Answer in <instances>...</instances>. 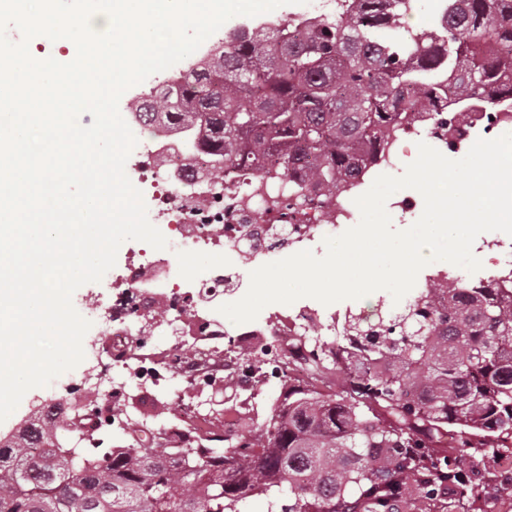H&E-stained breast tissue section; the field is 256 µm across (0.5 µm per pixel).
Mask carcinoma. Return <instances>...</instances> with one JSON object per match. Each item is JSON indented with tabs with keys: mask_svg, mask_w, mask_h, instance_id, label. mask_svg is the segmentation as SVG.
<instances>
[{
	"mask_svg": "<svg viewBox=\"0 0 512 512\" xmlns=\"http://www.w3.org/2000/svg\"><path fill=\"white\" fill-rule=\"evenodd\" d=\"M408 0H347L336 17L267 33L239 25L224 53L179 73L131 110L153 133L189 130L213 157L253 167L276 154L282 172L326 192L384 148L420 112L470 100L495 112L512 99V0H445L437 26L404 34ZM512 281L474 288L450 278L370 322L345 317L342 347L289 337L268 417L232 404L224 441L182 460L157 435L104 447L107 431L59 437L39 415L0 437V512H401L404 505L478 497L479 449L512 447Z\"/></svg>",
	"mask_w": 512,
	"mask_h": 512,
	"instance_id": "1",
	"label": "carcinoma"
}]
</instances>
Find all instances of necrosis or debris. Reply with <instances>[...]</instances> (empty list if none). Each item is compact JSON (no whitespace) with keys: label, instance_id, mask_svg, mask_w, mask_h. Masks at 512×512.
<instances>
[{"label":"necrosis or debris","instance_id":"4bbe7bcc","mask_svg":"<svg viewBox=\"0 0 512 512\" xmlns=\"http://www.w3.org/2000/svg\"><path fill=\"white\" fill-rule=\"evenodd\" d=\"M463 109V124L469 127L472 139L512 134L511 102L494 114L485 112L475 101L465 103ZM439 121L438 115L431 114L397 127L390 133L388 145L358 179L329 196L303 188L301 202L294 205L276 189L279 165L275 156L264 157L253 169L232 171L219 188L207 176L212 158L197 140L187 138L178 143L161 133L142 142L129 179L135 187H152L148 220L163 232L167 246L156 249L142 244L119 273L120 291L110 301L97 300L88 305V317L108 341L102 348L84 343V373L77 383L79 396L73 399V407L84 406L89 396L96 404L115 405L127 387L155 381L143 352L154 331L138 324L145 312L144 291L148 288L163 289L169 308L163 333L168 344L163 355L165 381L178 383L187 376L201 379L208 386L218 383L220 375L183 362V338L191 335L196 349L223 353L220 374L239 376L242 393L256 398L258 385L243 376L239 358L242 339L226 336L223 315H191L179 290L182 274L171 267L170 254L187 252L211 257V264L195 284L213 295H223L221 259L240 256L267 265L280 260L283 249L311 251L318 248L320 241L337 236L343 226L359 220L357 198L369 191L377 177L398 170V144L422 141L438 151H447L448 135Z\"/></svg>","mask_w":512,"mask_h":512}]
</instances>
